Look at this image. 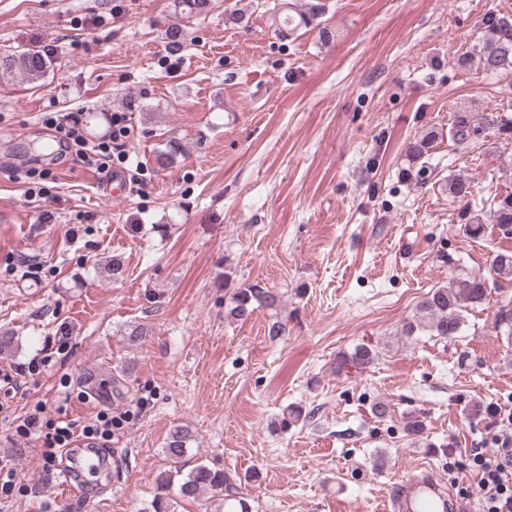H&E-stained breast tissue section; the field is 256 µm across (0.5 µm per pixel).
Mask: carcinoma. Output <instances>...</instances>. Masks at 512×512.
<instances>
[{"mask_svg": "<svg viewBox=\"0 0 512 512\" xmlns=\"http://www.w3.org/2000/svg\"><path fill=\"white\" fill-rule=\"evenodd\" d=\"M177 6L187 16H199L207 11L209 0H176ZM284 11L279 33L286 37L300 26L315 27L325 13V4L307 3L299 6L294 0L281 6ZM472 55L476 56L485 73L497 74L512 72V21L490 14L484 18L481 36L473 45ZM52 57L36 49H22L0 53V83L22 77L30 82L45 78L52 67ZM483 127L466 112L454 117L451 127L453 138L459 143H468L481 137ZM429 143L420 141L409 151V167L402 169L405 181L424 178ZM448 193L463 201L471 195V185L467 178H454L448 182ZM484 215H475L466 231L478 237L484 231V224H496L502 230L512 229V193L495 195L482 202ZM494 273L512 280V253L499 252L492 260ZM486 296L485 282L479 276H465L452 280L446 285L431 289L415 305L412 317L403 326V334L431 336L446 340L462 332L466 323V313L482 303ZM281 305V295L257 283L242 284L228 295L227 316L235 321H246L256 309L277 310ZM377 351L369 344H359L342 357V363L365 367L374 362ZM190 437L188 428L182 424L171 426L166 441L169 458L178 460L184 456ZM182 472L178 467L161 473L157 478V489L150 504L149 512H175L169 497L165 494ZM179 496L186 500L198 501L210 491H224V512H252L248 500L242 496L237 478L226 471L213 470L204 464L192 468L179 482Z\"/></svg>", "mask_w": 512, "mask_h": 512, "instance_id": "cac0c4a2", "label": "carcinoma"}]
</instances>
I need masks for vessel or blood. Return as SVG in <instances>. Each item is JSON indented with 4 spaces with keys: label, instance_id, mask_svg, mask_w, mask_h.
<instances>
[{
    "label": "vessel or blood",
    "instance_id": "b4317fda",
    "mask_svg": "<svg viewBox=\"0 0 512 512\" xmlns=\"http://www.w3.org/2000/svg\"><path fill=\"white\" fill-rule=\"evenodd\" d=\"M65 455L70 464L64 474L72 488L76 487L78 478L95 475L103 461L101 451L84 441L66 449ZM387 503L393 512H457L459 508L453 494L447 492L436 473L427 467L402 480Z\"/></svg>",
    "mask_w": 512,
    "mask_h": 512
}]
</instances>
